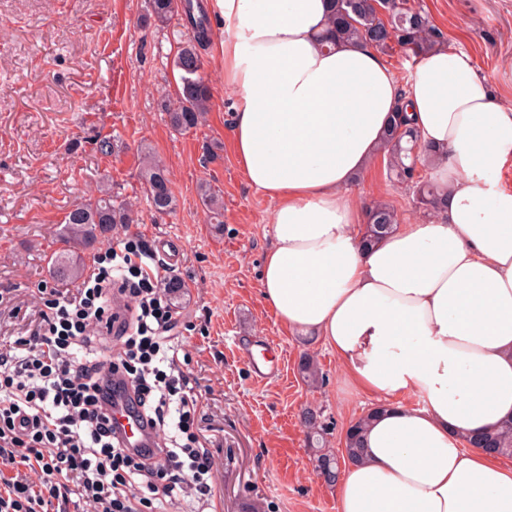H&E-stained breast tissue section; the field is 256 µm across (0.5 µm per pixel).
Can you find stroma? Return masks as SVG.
I'll list each match as a JSON object with an SVG mask.
<instances>
[{"label": "stroma", "instance_id": "35a3bbf8", "mask_svg": "<svg viewBox=\"0 0 512 512\" xmlns=\"http://www.w3.org/2000/svg\"><path fill=\"white\" fill-rule=\"evenodd\" d=\"M411 2L444 32L449 51L468 53L478 75L512 104V0ZM187 34L179 16L156 27L146 0H0V336L18 328L11 308L30 313L43 288L53 287L47 262L65 212L111 180L138 207L127 235L152 245L172 240L159 257L187 287L175 334L186 355L181 368L203 395L201 427L219 465L213 512H338L335 487L314 468L302 411H322L338 451L346 427L377 398L346 388L320 338L282 325L261 296L273 204L235 160L232 97L213 46L202 51L211 93L205 121L183 133L168 125L161 103L175 91L173 59ZM103 136L112 139L111 154L97 149ZM143 146L171 174V213L148 206L138 179ZM204 185L224 198L222 229L201 203ZM356 192L364 202L389 203L400 220L421 215L383 164ZM251 344L282 349V372L257 380ZM306 354L323 372L315 387L300 374Z\"/></svg>", "mask_w": 512, "mask_h": 512}]
</instances>
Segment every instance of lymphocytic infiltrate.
<instances>
[{
    "mask_svg": "<svg viewBox=\"0 0 512 512\" xmlns=\"http://www.w3.org/2000/svg\"><path fill=\"white\" fill-rule=\"evenodd\" d=\"M82 283L51 289L37 318L0 341V512H165L208 505L217 470L198 427L201 393L179 366L169 272L131 238ZM158 442L125 447L109 410L117 394Z\"/></svg>",
    "mask_w": 512,
    "mask_h": 512,
    "instance_id": "lymphocytic-infiltrate-1",
    "label": "lymphocytic infiltrate"
}]
</instances>
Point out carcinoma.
Returning <instances> with one entry per match:
<instances>
[{"label":"carcinoma","mask_w":512,"mask_h":512,"mask_svg":"<svg viewBox=\"0 0 512 512\" xmlns=\"http://www.w3.org/2000/svg\"><path fill=\"white\" fill-rule=\"evenodd\" d=\"M149 18L157 26H164L173 16H184L190 36L173 59L178 82L175 95L164 104L170 127L187 132L200 126L210 107V91L203 78L204 62L199 48L209 40L210 18L202 9L200 0H149ZM330 25L335 41L361 42L386 54L394 49L420 57L439 45L447 44L444 33L434 26L422 11L407 5V0H335ZM379 154L385 162L390 179L413 191L416 204L427 213L439 211L446 192L432 178L413 173L432 163L418 132L409 125L402 109H397L384 136ZM139 177L144 185L150 208L164 214L176 206L171 180L166 168L150 152L141 149ZM201 201L211 219L223 225L224 199L209 187H201ZM135 205L112 190V184L102 182L96 194L77 203L66 213L59 233L60 249L49 263L52 279L74 283L84 272L86 251L109 240L112 225L138 223ZM398 224L395 209L387 203L372 205L368 221L362 232L367 243L376 242L393 231ZM165 294L174 307L184 300L186 285L170 278L164 285ZM303 379L312 386L323 381L317 362L306 356L300 364ZM306 428V439L311 449L318 474L334 485L341 473L342 462L354 461L362 456L361 436L369 415L364 414L346 428L343 448L336 454L328 448L329 426L318 409L307 407L301 415ZM466 446L482 448L500 457L512 458V418L504 420L478 435L462 436Z\"/></svg>","instance_id":"obj_1"}]
</instances>
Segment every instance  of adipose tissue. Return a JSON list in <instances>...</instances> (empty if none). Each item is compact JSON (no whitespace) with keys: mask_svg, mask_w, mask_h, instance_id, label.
<instances>
[{"mask_svg":"<svg viewBox=\"0 0 512 512\" xmlns=\"http://www.w3.org/2000/svg\"><path fill=\"white\" fill-rule=\"evenodd\" d=\"M206 9L224 27L235 156L274 204L261 296L380 398L338 512H512V468L461 446L512 417V106L462 51L433 48L403 85L369 46L326 47L332 0ZM401 104L448 201L366 247L352 188Z\"/></svg>","mask_w":512,"mask_h":512,"instance_id":"1","label":"adipose tissue"}]
</instances>
